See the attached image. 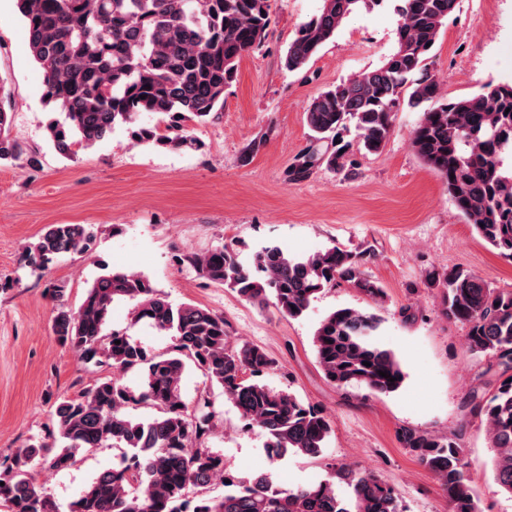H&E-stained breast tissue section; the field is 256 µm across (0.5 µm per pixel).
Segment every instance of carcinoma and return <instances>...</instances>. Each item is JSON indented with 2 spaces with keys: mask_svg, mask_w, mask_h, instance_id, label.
<instances>
[{
  "mask_svg": "<svg viewBox=\"0 0 512 512\" xmlns=\"http://www.w3.org/2000/svg\"><path fill=\"white\" fill-rule=\"evenodd\" d=\"M384 0H323L320 11L300 23L284 66L299 71L335 37L344 19L361 6ZM458 0H396L395 47L377 67L360 71L320 92L308 105L310 144L292 164L293 180L324 167L350 174L354 147L379 152L394 131V114L406 105L421 113L410 132L414 152L442 180L453 204L480 238L512 258V83L488 85L471 97L442 90L427 69L442 27ZM28 48L44 77V99L64 115L47 125L62 155L75 145L89 148L124 127L139 144L197 146L193 131L224 109V95L239 64L268 38L271 0H17ZM10 95L0 81V164L39 166L36 153L11 135ZM151 113L157 124L141 123ZM95 238L88 224H48L23 250L32 271L53 259L83 254ZM371 248L337 246L297 256L269 244L251 260L230 245L186 252L180 260L197 276L235 291L284 317H303L319 292L341 284L374 303L384 289L365 267ZM424 287L436 291L444 315L468 327L467 349L489 356L502 368L490 399L473 403L492 448L494 480L512 494V290L492 288L458 267L432 269ZM52 329L86 365H110L74 397L56 402L46 435L14 457L0 461V512H59L54 499L34 481L37 464L63 470L91 448H127L116 466L99 472L67 512H399L395 489L371 472L342 468L335 485L282 488L267 473L248 486L224 473V460L206 440L221 422L204 391L193 409L183 403L181 381L192 363L209 386L219 387L247 424L260 428L266 447L318 457L332 423L316 406L257 381L275 360L262 347L232 341L224 316L192 303L175 305L158 293L148 276L114 270L98 277L72 308L66 288L49 290ZM135 302L132 322H144L174 340L167 356L150 357L127 332L106 330L113 304ZM381 318L374 312L338 308L319 323L313 338L316 362L338 387H364L377 394L397 391L404 373L395 355L374 336ZM370 366H365V363ZM137 370L139 393L120 375ZM387 373L382 377L379 372ZM156 408L159 415L135 420L129 405ZM401 445L434 474L448 495V512H478L468 463L457 438H439L403 427ZM224 482V495L206 489Z\"/></svg>",
  "mask_w": 512,
  "mask_h": 512,
  "instance_id": "1",
  "label": "carcinoma"
}]
</instances>
